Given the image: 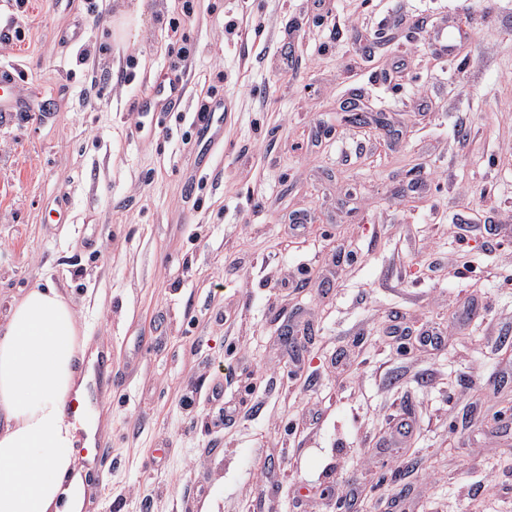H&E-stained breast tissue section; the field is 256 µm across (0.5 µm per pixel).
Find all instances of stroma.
<instances>
[{
  "label": "stroma",
  "instance_id": "obj_1",
  "mask_svg": "<svg viewBox=\"0 0 512 512\" xmlns=\"http://www.w3.org/2000/svg\"><path fill=\"white\" fill-rule=\"evenodd\" d=\"M8 2L0 319L50 285L109 346L83 512H512V0ZM10 69L3 66L0 71V118L11 114V112L36 111L33 103L15 92L16 88L21 86L20 74L15 67H10ZM185 95V87L179 81L160 82L149 95L141 98L137 104L139 112L161 116L163 112H176ZM194 125L198 140L214 146L224 133V109L221 105H214L208 110L196 112Z\"/></svg>",
  "mask_w": 512,
  "mask_h": 512
}]
</instances>
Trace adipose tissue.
I'll return each mask as SVG.
<instances>
[{
  "label": "adipose tissue",
  "mask_w": 512,
  "mask_h": 512,
  "mask_svg": "<svg viewBox=\"0 0 512 512\" xmlns=\"http://www.w3.org/2000/svg\"><path fill=\"white\" fill-rule=\"evenodd\" d=\"M84 344L56 288L30 290L0 325V512H81L75 463Z\"/></svg>",
  "instance_id": "ef3b65f1"
}]
</instances>
